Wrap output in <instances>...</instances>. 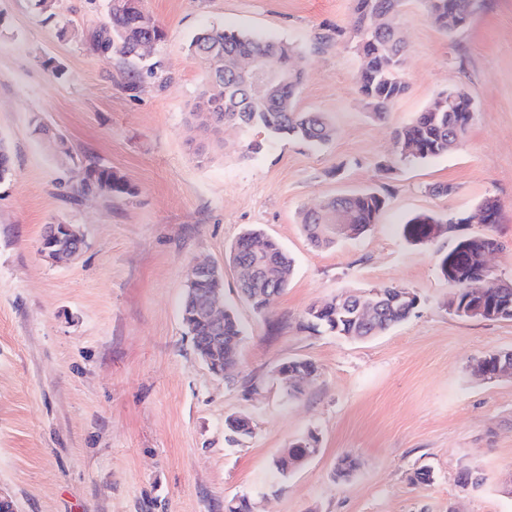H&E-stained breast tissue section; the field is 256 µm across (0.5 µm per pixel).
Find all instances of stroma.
Masks as SVG:
<instances>
[{"instance_id":"stroma-1","label":"stroma","mask_w":512,"mask_h":512,"mask_svg":"<svg viewBox=\"0 0 512 512\" xmlns=\"http://www.w3.org/2000/svg\"><path fill=\"white\" fill-rule=\"evenodd\" d=\"M165 31L154 54L169 81L132 77L89 37L106 0H0V139L12 167L0 181V495L17 512H225L248 496L257 512H512V378H479L471 362L512 351V320L448 311L439 263L459 234L499 244L492 265L512 280V0H480L468 27L443 35L410 0L406 93L374 119L357 88L352 0H143ZM296 46L306 78L297 107L331 118L335 136L311 145L233 124L212 133L190 120L206 65L188 44L207 25ZM68 36H60V27ZM62 68L53 75L47 60ZM463 90L476 112L448 154L402 163L394 130L440 93ZM262 144L260 152L247 149ZM123 175L134 195H81V169ZM450 185L439 195L435 186ZM364 190L385 195L364 236L318 248L302 212ZM500 205L495 224H463L432 244L408 243L414 213ZM49 224L73 225L76 257L40 253ZM249 228L294 260L288 286L264 312L236 291L229 252ZM224 271V300L245 330L231 378L198 357L181 314L190 268ZM390 284L419 305L383 335L352 340L301 330L305 310L345 291ZM292 359L318 372L289 397L277 376ZM244 414L236 444L224 422ZM318 453L287 478L272 462L297 440ZM353 456L357 472L335 478ZM430 467L433 481L413 485ZM469 468L482 484L460 487ZM229 443H236L241 438L249 437L253 434L251 419L247 416H231L225 420Z\"/></svg>"}]
</instances>
